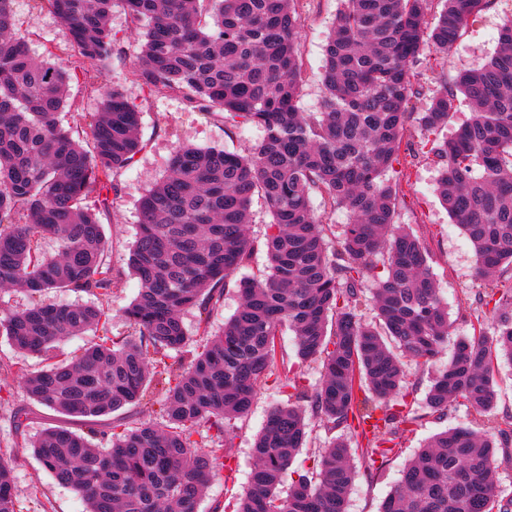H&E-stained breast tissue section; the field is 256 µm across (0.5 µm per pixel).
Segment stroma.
<instances>
[{"label":"stroma","instance_id":"35a3bbf8","mask_svg":"<svg viewBox=\"0 0 512 512\" xmlns=\"http://www.w3.org/2000/svg\"><path fill=\"white\" fill-rule=\"evenodd\" d=\"M31 0H14L17 28L25 35L31 57L50 60L72 67L74 59L68 49V33L63 21L45 12L34 15ZM341 0H296L300 16V46L304 64L300 107L305 112L319 111L323 96L325 46L332 32ZM512 20V0H491L489 7L464 28L461 37L445 53L423 50L413 67L414 83L420 94L412 99V112L422 111L432 92L444 83L454 82L458 73L487 63L498 48L499 31ZM116 38L115 54L108 67L86 66L83 75L70 84V97L59 120L63 126L73 124L80 113L100 109L97 88L100 83L124 87L140 110L139 137L144 145L135 162L119 170L114 186L102 191L96 213L109 240L108 260L119 284L106 303L112 319L108 333L126 336L131 327L123 313L137 296L139 283L130 266V252L138 231L137 202L145 191L161 179L174 149L180 144L201 148L216 147L230 152L248 153L261 139V128L251 124L231 126L214 113L192 107L179 94L148 95L134 77L141 52L142 32L133 25L122 8H115L111 19ZM439 164L435 157L422 154L403 158L388 174L399 190L397 221L409 225L431 252V271L442 300L448 306L451 328L448 342L433 363L408 362L407 381L414 389L417 403H424L426 392L438 367L451 356L459 337L473 333L480 312L478 283L474 278L475 256L468 240L449 218L436 193ZM40 369L41 357L16 352L6 337L0 336V457L12 463L15 491L23 512H84L86 505L75 491L59 485L41 466L30 449L21 445L22 436H34L49 426H64L87 434L83 422L57 413L30 400L15 374V363ZM497 402L491 412L479 416L463 403H455L447 416L424 419L411 433L403 435L383 466L368 471L362 459H355V481L349 496L348 512H379L385 498L401 478L407 461L431 436L454 427L477 431L512 430V366L500 363L495 375ZM285 396L271 384L260 386L250 413L234 424L232 450L234 472L231 478L216 474L200 501L199 512H224L250 484L252 445L266 418ZM25 408L27 418L21 428L11 423L12 412Z\"/></svg>","mask_w":512,"mask_h":512}]
</instances>
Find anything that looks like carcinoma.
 Returning <instances> with one entry per match:
<instances>
[{
  "label": "carcinoma",
  "mask_w": 512,
  "mask_h": 512,
  "mask_svg": "<svg viewBox=\"0 0 512 512\" xmlns=\"http://www.w3.org/2000/svg\"><path fill=\"white\" fill-rule=\"evenodd\" d=\"M295 0H33L58 15L82 63L105 67L120 6L145 26L136 70L150 95L178 93L230 124L252 123L263 139L247 155L179 145L167 174L140 199L130 264L140 283L124 316L130 336L103 337L71 360L15 372L31 400L86 422L107 418V444L63 426L22 438L57 483L81 495L86 512H197L216 469L230 457L231 424L248 415L260 386L273 381L288 404L274 408L257 435L251 484L233 512H347L353 458L368 469L395 454L397 439L457 399L482 414L496 404L498 362L512 365V24L483 67L456 88L434 93L417 113L419 140L403 147L409 104L418 94L412 65L423 46L446 51L490 0H344L325 48L322 110L299 102L303 59ZM74 71L28 54L13 13L0 0V288H21L29 307L0 318L14 349L55 357L59 343L107 330L104 304L49 305L52 290L103 300L118 276L103 224L89 205L131 165L142 146L140 111L118 85L101 84V109L65 128ZM462 94L472 110L439 138ZM441 163L438 191L474 249L478 299L492 335L457 341L421 408L404 360L430 363L448 340V308L430 272V251L396 223L397 188L387 178L401 153ZM344 208L340 237L312 205ZM272 221L268 272L234 276L255 251L247 232L253 197ZM58 243L47 258L39 241ZM375 285L363 298L362 283ZM234 284L241 303L202 350H189L184 314L206 310ZM370 302L375 323L362 319ZM295 336L294 356L280 343ZM320 365L309 384L297 369ZM164 384L159 419L131 428L116 412ZM340 435L280 486L307 439L306 408ZM498 438L467 427L437 434L405 466L380 512H512L494 478ZM0 512H22L12 464L0 457Z\"/></svg>",
  "instance_id": "1"
}]
</instances>
